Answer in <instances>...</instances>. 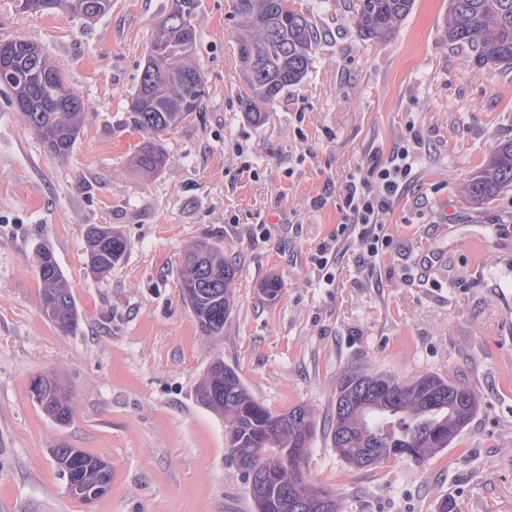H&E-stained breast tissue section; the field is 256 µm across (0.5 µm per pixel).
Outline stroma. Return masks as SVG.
Returning a JSON list of instances; mask_svg holds the SVG:
<instances>
[{
	"instance_id": "35a3bbf8",
	"label": "stroma",
	"mask_w": 512,
	"mask_h": 512,
	"mask_svg": "<svg viewBox=\"0 0 512 512\" xmlns=\"http://www.w3.org/2000/svg\"><path fill=\"white\" fill-rule=\"evenodd\" d=\"M171 4L112 0L91 21L0 0V40L38 45L83 105L59 160L0 86V512H254L225 459L223 417L196 400L218 359L267 408L309 409L305 471L340 512H512V188L482 205L463 192L512 139V73L449 45L448 0H415L382 40L360 36L352 0H288L316 30L312 63L256 123L241 103L232 0H200L202 109L164 135L167 165L147 176L132 166L144 137L127 107ZM413 131L417 175L384 219L391 247L369 262L350 246L324 280L314 257L344 221L343 177ZM93 225L127 242L99 276L85 254ZM198 240L236 267L220 335L201 333L181 293ZM42 247L71 285L79 321L67 333L40 309ZM271 278L282 285L273 301L261 293ZM352 369L437 374L479 407L429 460L358 469L330 436ZM42 373L70 389L68 423L32 400ZM62 445L111 465L106 494L69 495L52 453Z\"/></svg>"
}]
</instances>
